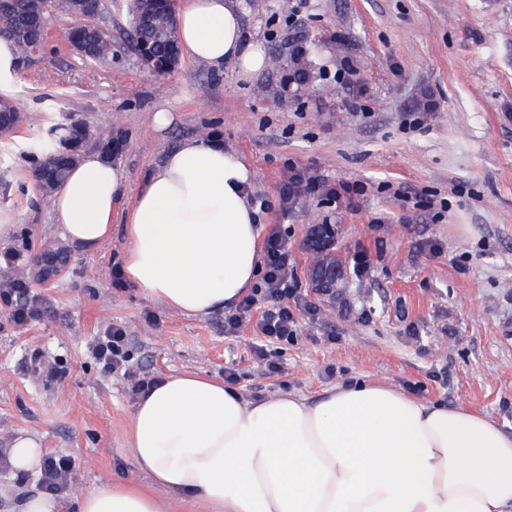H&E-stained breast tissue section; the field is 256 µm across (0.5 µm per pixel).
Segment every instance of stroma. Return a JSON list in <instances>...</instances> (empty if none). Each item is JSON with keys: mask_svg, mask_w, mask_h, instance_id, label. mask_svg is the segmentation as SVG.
<instances>
[{"mask_svg": "<svg viewBox=\"0 0 512 512\" xmlns=\"http://www.w3.org/2000/svg\"><path fill=\"white\" fill-rule=\"evenodd\" d=\"M95 24L112 33V56L84 60L64 49L71 22L51 15L53 42L38 69L8 80L27 120L0 136V280L8 255L29 238L33 252L61 241L51 205L31 178V155L69 118L94 134L121 129L125 183L112 237L98 252L69 247L66 270L48 283L27 279L38 315L15 326L0 303V449L27 433L45 453L74 456L75 485L107 479L142 485L126 430L136 404L128 379L96 358L112 328L129 336L130 365L160 379L185 371L223 378L260 399L319 395L354 381L464 404L512 430V0H242L245 32L265 52L297 40L316 45L320 87L302 101L277 99L271 68L244 75L182 57L173 73L142 69L126 42L125 0H102ZM435 109L406 130L421 93ZM171 112L156 129L154 112ZM190 138H217L253 172L262 232H287L301 291L320 297L306 250L311 228H337L335 254L352 267L341 301L318 319L298 313L294 340L265 343L256 304L235 333L224 314L188 317L112 285L125 249L124 222L137 191L165 155ZM298 167L336 187L337 197L279 206V185ZM279 370L263 374L257 348Z\"/></svg>", "mask_w": 512, "mask_h": 512, "instance_id": "1", "label": "stroma"}]
</instances>
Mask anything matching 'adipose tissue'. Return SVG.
I'll return each mask as SVG.
<instances>
[{"mask_svg": "<svg viewBox=\"0 0 512 512\" xmlns=\"http://www.w3.org/2000/svg\"><path fill=\"white\" fill-rule=\"evenodd\" d=\"M183 49L245 74L265 66L240 0H188ZM253 175L216 140L190 139L144 181L127 213L123 269L150 299L186 316L229 308L261 271ZM123 176L87 152L56 191L63 236L99 250L112 233ZM126 443L150 486L105 481L76 512H512V432L459 404L388 385L339 384L316 398L248 399L195 373L161 379L137 402Z\"/></svg>", "mask_w": 512, "mask_h": 512, "instance_id": "ef3b65f1", "label": "adipose tissue"}]
</instances>
